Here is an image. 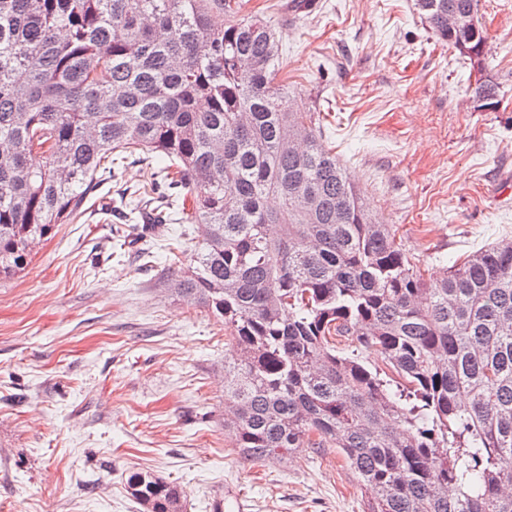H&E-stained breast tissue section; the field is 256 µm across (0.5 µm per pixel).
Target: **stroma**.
<instances>
[{"instance_id":"35a3bbf8","label":"stroma","mask_w":512,"mask_h":512,"mask_svg":"<svg viewBox=\"0 0 512 512\" xmlns=\"http://www.w3.org/2000/svg\"><path fill=\"white\" fill-rule=\"evenodd\" d=\"M246 12L275 27L279 82L319 113L323 144L425 277L512 239V196L489 192L512 173V0H481L476 59L440 42L413 0H249ZM481 77L496 86L489 107L470 88ZM161 164L127 160L98 200ZM98 200L0 280V512H146L127 491L137 472L181 488L185 512H365L369 491L336 452L235 453L229 338L168 286L202 226L146 233Z\"/></svg>"}]
</instances>
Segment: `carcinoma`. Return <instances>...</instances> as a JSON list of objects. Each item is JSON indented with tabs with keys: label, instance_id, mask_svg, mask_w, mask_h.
<instances>
[{
	"label": "carcinoma",
	"instance_id": "cac0c4a2",
	"mask_svg": "<svg viewBox=\"0 0 512 512\" xmlns=\"http://www.w3.org/2000/svg\"><path fill=\"white\" fill-rule=\"evenodd\" d=\"M479 2L414 8L479 57L483 27H448ZM244 6L0 0V276L125 155H161L122 201L135 221L159 194L157 223L205 226L171 288L229 332L237 454L333 448L371 488L366 512H512V241L424 278L277 81L275 33ZM128 489L150 512L184 503L149 473Z\"/></svg>",
	"mask_w": 512,
	"mask_h": 512
}]
</instances>
